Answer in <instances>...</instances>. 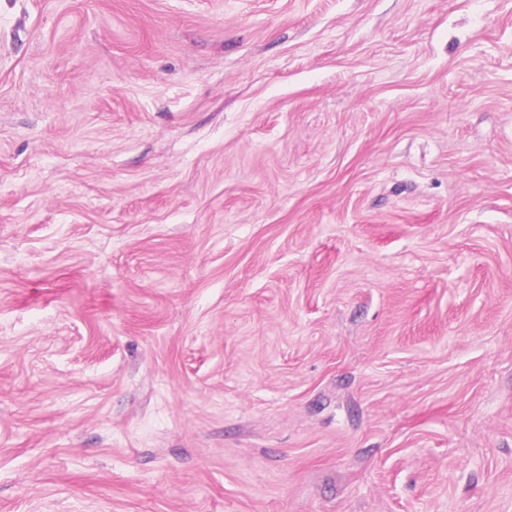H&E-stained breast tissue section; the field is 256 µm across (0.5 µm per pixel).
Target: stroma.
Instances as JSON below:
<instances>
[{"instance_id":"stroma-1","label":"stroma","mask_w":512,"mask_h":512,"mask_svg":"<svg viewBox=\"0 0 512 512\" xmlns=\"http://www.w3.org/2000/svg\"><path fill=\"white\" fill-rule=\"evenodd\" d=\"M0 512H512V0H0Z\"/></svg>"}]
</instances>
